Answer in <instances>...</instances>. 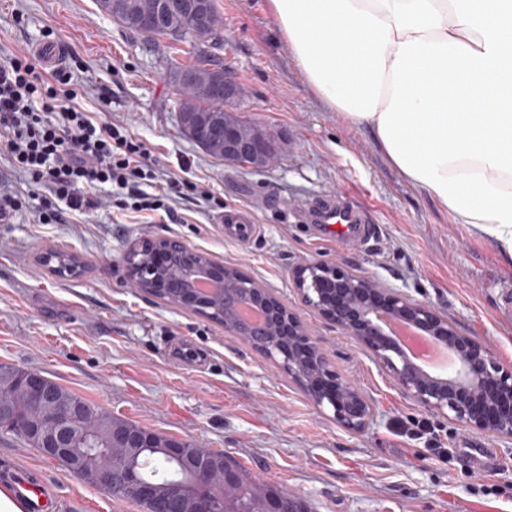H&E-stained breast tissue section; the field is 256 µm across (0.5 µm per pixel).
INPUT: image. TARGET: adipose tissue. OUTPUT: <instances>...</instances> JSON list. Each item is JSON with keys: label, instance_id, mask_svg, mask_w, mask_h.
<instances>
[{"label": "adipose tissue", "instance_id": "1", "mask_svg": "<svg viewBox=\"0 0 512 512\" xmlns=\"http://www.w3.org/2000/svg\"><path fill=\"white\" fill-rule=\"evenodd\" d=\"M307 82L512 260V0H268Z\"/></svg>", "mask_w": 512, "mask_h": 512}]
</instances>
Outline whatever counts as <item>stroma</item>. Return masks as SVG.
<instances>
[{
	"label": "stroma",
	"instance_id": "1",
	"mask_svg": "<svg viewBox=\"0 0 512 512\" xmlns=\"http://www.w3.org/2000/svg\"><path fill=\"white\" fill-rule=\"evenodd\" d=\"M224 41L217 55L243 90L240 114L285 137L280 160L256 170L219 161L177 124L181 93L166 63H186L182 42H154L102 13L96 0H0V60L34 54L43 41L66 48L64 67L84 86L79 103L105 111L143 141L160 164L189 161V180L214 199L174 200L178 220L113 207L108 191L82 221L38 224L42 190L0 162V178L21 186L23 206L0 223V363L32 371L155 433L220 451L304 501L310 512H512V441L455 424L410 400L371 352L308 306L293 270L340 260L378 287L434 306L462 334L512 364V312L498 290L512 283L494 241L470 235L435 200L408 184L371 134L328 108L309 86L267 0H216ZM110 100L100 108L98 91ZM345 190L369 210L377 233L351 247L322 238L297 206ZM288 210H281V202ZM235 208L259 233L224 236L219 218ZM142 237H167L241 268L287 302L326 354L375 408L364 432L346 430L330 410L275 362L219 324L133 288L124 256ZM80 261L58 275L51 251ZM473 440L503 462L492 474L432 448ZM17 468L44 478L56 512H142L72 474L61 461L0 433V486Z\"/></svg>",
	"mask_w": 512,
	"mask_h": 512
}]
</instances>
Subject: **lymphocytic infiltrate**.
<instances>
[{
  "mask_svg": "<svg viewBox=\"0 0 512 512\" xmlns=\"http://www.w3.org/2000/svg\"><path fill=\"white\" fill-rule=\"evenodd\" d=\"M70 72L42 67L21 54L0 63V157L30 185L46 189L39 224L62 223L66 214L97 207L109 187L115 207L163 212L174 219L173 198L213 193L173 172L164 173L151 151L126 128L79 109ZM163 185L162 193L152 188Z\"/></svg>",
  "mask_w": 512,
  "mask_h": 512,
  "instance_id": "f902f5d3",
  "label": "lymphocytic infiltrate"
}]
</instances>
